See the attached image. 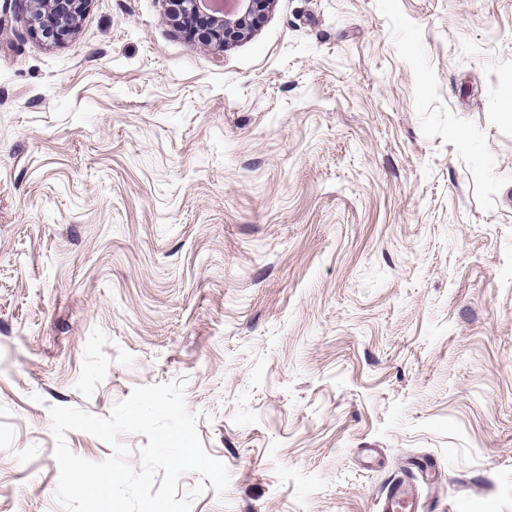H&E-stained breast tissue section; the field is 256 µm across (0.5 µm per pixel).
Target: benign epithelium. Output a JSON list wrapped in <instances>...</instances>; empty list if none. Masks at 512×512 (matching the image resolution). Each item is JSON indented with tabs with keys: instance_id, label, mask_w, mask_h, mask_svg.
I'll return each instance as SVG.
<instances>
[{
	"instance_id": "1",
	"label": "benign epithelium",
	"mask_w": 512,
	"mask_h": 512,
	"mask_svg": "<svg viewBox=\"0 0 512 512\" xmlns=\"http://www.w3.org/2000/svg\"><path fill=\"white\" fill-rule=\"evenodd\" d=\"M87 0H24L30 26L35 31L43 30V22L51 19L59 27H75L78 22L77 9ZM274 0H239L237 11L224 14L216 9L206 10L203 0H170L175 14L208 13L224 41L237 42L250 37L253 25L259 23L270 10Z\"/></svg>"
}]
</instances>
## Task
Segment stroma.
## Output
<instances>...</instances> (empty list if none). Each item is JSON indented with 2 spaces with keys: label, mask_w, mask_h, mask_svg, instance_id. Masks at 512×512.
<instances>
[{
  "label": "stroma",
  "mask_w": 512,
  "mask_h": 512,
  "mask_svg": "<svg viewBox=\"0 0 512 512\" xmlns=\"http://www.w3.org/2000/svg\"><path fill=\"white\" fill-rule=\"evenodd\" d=\"M186 378L193 512H512V0H167L59 40L0 0V512H63L48 409ZM175 14L207 13L214 22L218 32L224 34V44L247 39L252 34L255 24L259 23L270 10L274 0H239L235 13L223 14L216 9L207 11L205 0H168ZM255 25L254 27H252ZM230 41V42H228ZM422 508L416 486L405 479L391 482L381 503L382 512H419Z\"/></svg>",
  "instance_id": "1"
}]
</instances>
